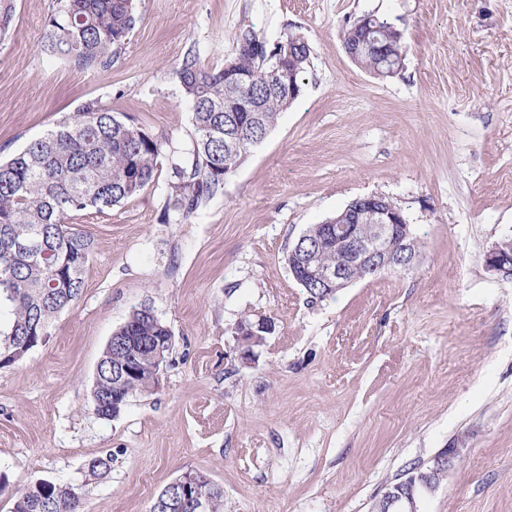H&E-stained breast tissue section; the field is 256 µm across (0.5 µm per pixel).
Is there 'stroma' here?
<instances>
[{
    "label": "stroma",
    "instance_id": "obj_1",
    "mask_svg": "<svg viewBox=\"0 0 512 512\" xmlns=\"http://www.w3.org/2000/svg\"><path fill=\"white\" fill-rule=\"evenodd\" d=\"M55 5L15 0L0 160L92 100L189 148L175 71L191 57L221 68L243 28L270 45L302 36L310 64L300 97L195 217L165 220L163 167L123 204L76 213L93 240L82 294L0 368V512L44 479L78 488L83 512H149L195 472L223 488L224 512H372L453 442L459 459L420 512H512V279L485 268L512 236V0H138L125 44L91 69L42 52ZM367 14L403 34L392 78L345 52ZM370 194L402 209L416 264L311 301L289 247ZM143 305L173 334L160 386L99 418L97 363ZM262 316L273 330L243 363L237 325Z\"/></svg>",
    "mask_w": 512,
    "mask_h": 512
}]
</instances>
